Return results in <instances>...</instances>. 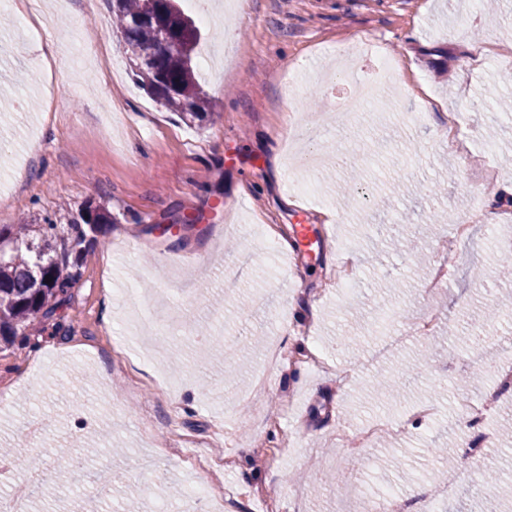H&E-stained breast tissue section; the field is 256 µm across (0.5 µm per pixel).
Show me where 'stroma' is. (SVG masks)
Here are the masks:
<instances>
[{
	"label": "stroma",
	"mask_w": 512,
	"mask_h": 512,
	"mask_svg": "<svg viewBox=\"0 0 512 512\" xmlns=\"http://www.w3.org/2000/svg\"><path fill=\"white\" fill-rule=\"evenodd\" d=\"M84 2L48 0L36 18L9 9L0 28V192L10 197L0 225L68 224L96 206L112 214L42 353L0 346V448L25 462L0 478V497L47 473L58 449L90 448L77 482L36 484L28 512H78L102 472L112 484L97 512H151L153 496L187 477L196 450L175 443L184 434L213 459L232 457L217 475L230 491L224 512H263L264 494L281 512H365L387 485L413 507L427 497L438 512H486L473 491L485 471L512 485V434L502 432L512 389L489 376L512 366V308L500 305L512 297L500 271L512 258V206L456 254L448 241L451 218L484 195V165L512 180V120L488 104L512 102V72L478 56L490 39L512 57V0L493 13L477 0H246L244 12L202 25L215 113L199 127L137 85L109 0ZM366 35L398 74L372 67L358 49ZM43 39L55 48L48 70L29 50ZM346 63L377 83L381 111L344 110L349 88L334 75ZM452 112L463 156L449 155L443 134ZM19 168L24 181L5 180ZM255 223L289 241L306 224L322 245L295 264L266 249ZM344 242L357 267L348 296L326 281ZM436 258L453 261L449 285L427 293ZM108 284L140 297L145 345L120 336L125 311L106 306ZM244 300L254 304L246 318ZM389 310L398 328L433 311L445 319L434 336L395 344L374 328ZM173 321L177 335L159 332ZM200 326L222 351L202 352ZM315 345L322 367L295 365ZM464 392L485 405L493 447L462 448L469 426L454 407ZM428 396L438 418L352 454L337 444ZM128 483L140 489L135 511Z\"/></svg>",
	"instance_id": "1"
}]
</instances>
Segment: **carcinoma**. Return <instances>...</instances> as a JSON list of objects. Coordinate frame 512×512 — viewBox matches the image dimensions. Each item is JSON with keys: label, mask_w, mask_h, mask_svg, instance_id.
Instances as JSON below:
<instances>
[{"label": "carcinoma", "mask_w": 512, "mask_h": 512, "mask_svg": "<svg viewBox=\"0 0 512 512\" xmlns=\"http://www.w3.org/2000/svg\"><path fill=\"white\" fill-rule=\"evenodd\" d=\"M175 2L112 0L113 32L126 45L136 80L156 102L185 121H202L212 114L213 104L194 64L201 32ZM167 36L186 49L166 48ZM110 223L111 214L96 209L82 225H0V344L10 345L47 326L80 277L92 242L88 232Z\"/></svg>", "instance_id": "1"}]
</instances>
